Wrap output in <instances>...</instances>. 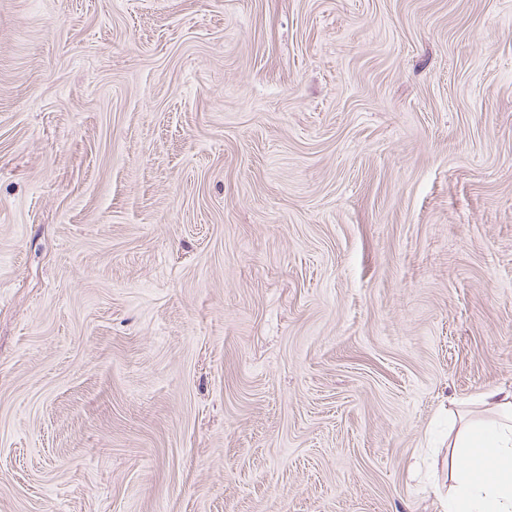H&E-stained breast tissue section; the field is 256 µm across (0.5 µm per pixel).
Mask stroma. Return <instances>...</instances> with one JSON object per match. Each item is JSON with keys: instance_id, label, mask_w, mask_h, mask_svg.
<instances>
[{"instance_id": "1", "label": "stroma", "mask_w": 512, "mask_h": 512, "mask_svg": "<svg viewBox=\"0 0 512 512\" xmlns=\"http://www.w3.org/2000/svg\"><path fill=\"white\" fill-rule=\"evenodd\" d=\"M512 389V0H0V512H437Z\"/></svg>"}]
</instances>
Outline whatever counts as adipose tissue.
I'll return each instance as SVG.
<instances>
[{
	"label": "adipose tissue",
	"mask_w": 512,
	"mask_h": 512,
	"mask_svg": "<svg viewBox=\"0 0 512 512\" xmlns=\"http://www.w3.org/2000/svg\"><path fill=\"white\" fill-rule=\"evenodd\" d=\"M482 399L494 404L500 420L458 432L457 475L443 512H512V391H488Z\"/></svg>",
	"instance_id": "adipose-tissue-1"
}]
</instances>
